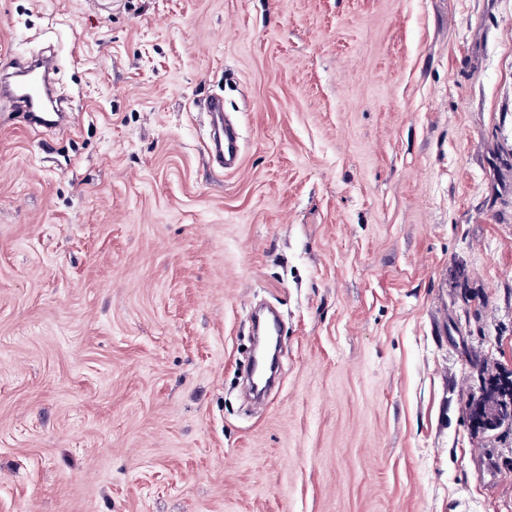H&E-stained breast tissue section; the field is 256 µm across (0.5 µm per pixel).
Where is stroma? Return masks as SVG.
Segmentation results:
<instances>
[{
    "instance_id": "35a3bbf8",
    "label": "stroma",
    "mask_w": 512,
    "mask_h": 512,
    "mask_svg": "<svg viewBox=\"0 0 512 512\" xmlns=\"http://www.w3.org/2000/svg\"><path fill=\"white\" fill-rule=\"evenodd\" d=\"M47 46L71 127L0 113V512H512L465 408L512 377V0H0ZM202 105L213 131L205 145L210 169L215 173L233 171L240 163L242 145L238 127L226 116L224 120V96H208Z\"/></svg>"
}]
</instances>
